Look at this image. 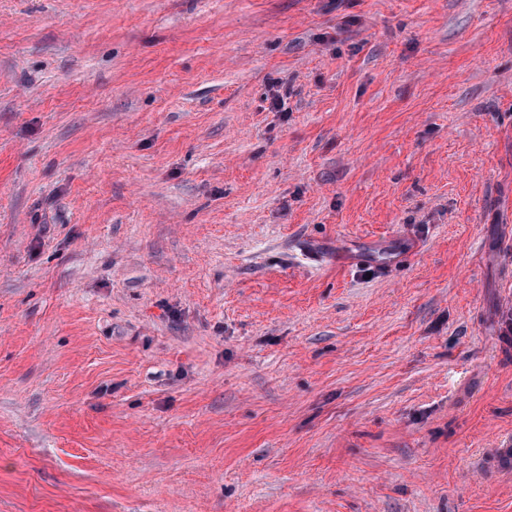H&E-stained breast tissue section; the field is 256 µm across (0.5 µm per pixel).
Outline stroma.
Masks as SVG:
<instances>
[{
	"label": "stroma",
	"mask_w": 512,
	"mask_h": 512,
	"mask_svg": "<svg viewBox=\"0 0 512 512\" xmlns=\"http://www.w3.org/2000/svg\"><path fill=\"white\" fill-rule=\"evenodd\" d=\"M507 448L512 0H0V512H512ZM361 250L358 251L359 256H364L369 261H372L385 268H390L399 264L402 259L411 252L409 244L403 242H386L379 243L371 240L361 242Z\"/></svg>",
	"instance_id": "1"
}]
</instances>
